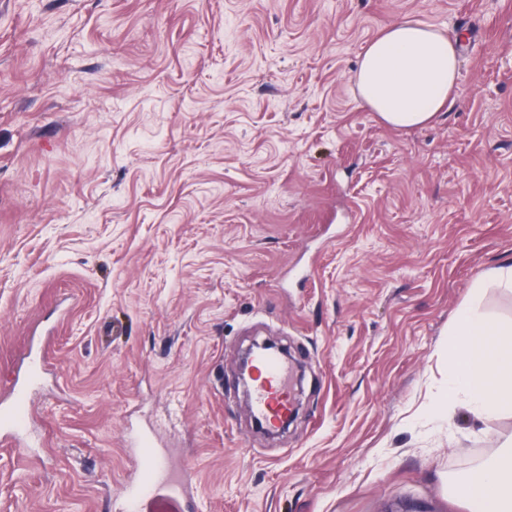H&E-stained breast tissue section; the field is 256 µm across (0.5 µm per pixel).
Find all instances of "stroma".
Here are the masks:
<instances>
[{"label":"stroma","mask_w":512,"mask_h":512,"mask_svg":"<svg viewBox=\"0 0 512 512\" xmlns=\"http://www.w3.org/2000/svg\"><path fill=\"white\" fill-rule=\"evenodd\" d=\"M407 16L461 65L397 129L353 75ZM509 259L512 0H0V398L49 359L0 512H126L142 433L192 512H468L512 416L431 406ZM264 338L306 371L273 438Z\"/></svg>","instance_id":"obj_1"}]
</instances>
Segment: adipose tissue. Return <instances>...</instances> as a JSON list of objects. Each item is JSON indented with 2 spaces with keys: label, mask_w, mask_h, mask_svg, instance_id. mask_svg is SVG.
<instances>
[{
  "label": "adipose tissue",
  "mask_w": 512,
  "mask_h": 512,
  "mask_svg": "<svg viewBox=\"0 0 512 512\" xmlns=\"http://www.w3.org/2000/svg\"><path fill=\"white\" fill-rule=\"evenodd\" d=\"M457 36L416 18L387 27L363 53L355 74L360 97L389 126L431 123L446 108L459 70ZM473 288L448 331V389L435 409L451 410L461 398L483 417L512 414V326L481 312ZM470 512H512V450L473 469L459 488Z\"/></svg>",
  "instance_id": "adipose-tissue-1"
}]
</instances>
